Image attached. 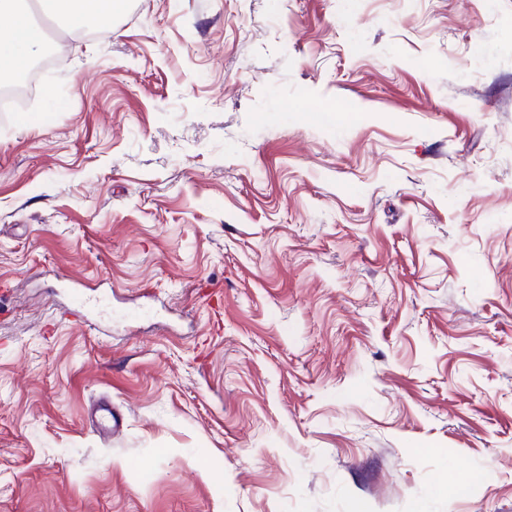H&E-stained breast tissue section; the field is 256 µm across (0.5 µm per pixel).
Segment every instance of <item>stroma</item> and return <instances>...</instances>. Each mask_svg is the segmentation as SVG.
<instances>
[{"mask_svg": "<svg viewBox=\"0 0 512 512\" xmlns=\"http://www.w3.org/2000/svg\"><path fill=\"white\" fill-rule=\"evenodd\" d=\"M66 56L0 112V512H512V0Z\"/></svg>", "mask_w": 512, "mask_h": 512, "instance_id": "obj_1", "label": "stroma"}]
</instances>
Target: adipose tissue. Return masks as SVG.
I'll list each match as a JSON object with an SVG mask.
<instances>
[{
    "instance_id": "obj_1",
    "label": "adipose tissue",
    "mask_w": 512,
    "mask_h": 512,
    "mask_svg": "<svg viewBox=\"0 0 512 512\" xmlns=\"http://www.w3.org/2000/svg\"><path fill=\"white\" fill-rule=\"evenodd\" d=\"M51 18L73 28L94 26L108 31L126 0H41ZM0 78L8 80L26 69L44 44L31 21L25 0H0Z\"/></svg>"
}]
</instances>
